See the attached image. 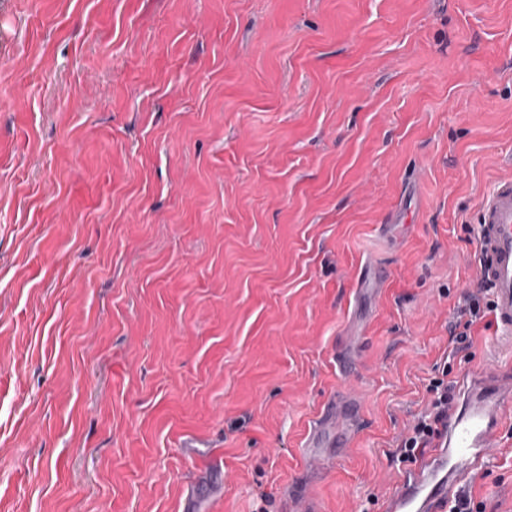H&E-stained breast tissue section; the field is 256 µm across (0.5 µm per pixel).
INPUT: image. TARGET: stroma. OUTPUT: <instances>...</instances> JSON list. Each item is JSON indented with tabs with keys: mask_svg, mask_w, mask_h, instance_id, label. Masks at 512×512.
Wrapping results in <instances>:
<instances>
[{
	"mask_svg": "<svg viewBox=\"0 0 512 512\" xmlns=\"http://www.w3.org/2000/svg\"><path fill=\"white\" fill-rule=\"evenodd\" d=\"M509 176L512 0H0V512H382Z\"/></svg>",
	"mask_w": 512,
	"mask_h": 512,
	"instance_id": "stroma-1",
	"label": "stroma"
}]
</instances>
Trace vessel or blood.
Instances as JSON below:
<instances>
[{
    "label": "vessel or blood",
    "mask_w": 512,
    "mask_h": 512,
    "mask_svg": "<svg viewBox=\"0 0 512 512\" xmlns=\"http://www.w3.org/2000/svg\"><path fill=\"white\" fill-rule=\"evenodd\" d=\"M478 278L492 292L493 320L502 336H512V178L500 181L481 204L476 242ZM344 407L361 424L359 399L343 395L328 402L321 415ZM512 409V375L496 371L468 374L448 411L432 450L415 461L388 496L384 512H448L461 488L490 464L498 447L501 423Z\"/></svg>",
    "instance_id": "1"
}]
</instances>
